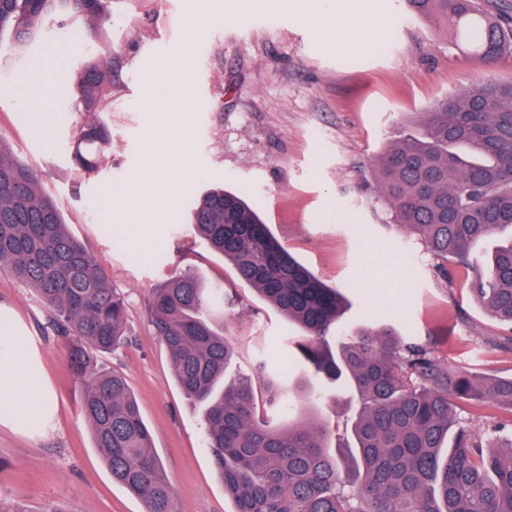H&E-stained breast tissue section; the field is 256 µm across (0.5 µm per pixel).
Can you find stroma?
Listing matches in <instances>:
<instances>
[{"instance_id": "stroma-1", "label": "stroma", "mask_w": 512, "mask_h": 512, "mask_svg": "<svg viewBox=\"0 0 512 512\" xmlns=\"http://www.w3.org/2000/svg\"><path fill=\"white\" fill-rule=\"evenodd\" d=\"M231 2L112 0L105 39L115 50L114 85L101 112L112 141L91 174L73 162L76 130L87 115L67 81L83 54L59 44L55 19L47 21L40 52L29 61H15L13 51L0 46V139L17 159L42 170L68 231L125 299L126 341L100 364L126 378L179 512H234L235 506L205 446L204 411L176 384L150 324L153 288L191 269L238 294L216 317L237 352L230 380L251 374L258 348L277 353L278 337L295 331L194 235L189 199L208 186L245 191L257 203L277 241L345 294L344 326L374 325L394 312L400 335L427 344L453 369L512 375V353L491 344L512 328L472 299V270L452 263L440 273L420 239L393 223L373 165L388 143L416 131L421 112L437 99L488 74L512 77V54L487 66L441 28L407 13L400 0H361L367 18L384 22V35L349 52L292 10L242 17ZM202 10L211 11L209 23L188 29L187 18ZM179 52L186 53L187 68L173 66ZM26 79L42 96L43 137L18 120ZM160 81L184 93L183 112L150 111L147 98ZM174 119L191 134L178 204L159 208L135 246L122 225L102 218L105 193L127 183L140 165L144 138ZM0 317L27 337L41 360L52 404L48 425L0 426V498L27 512H142L94 446L66 340L50 330L34 292L1 271ZM457 414L485 444L512 442V431L496 427L508 412L464 404Z\"/></svg>"}]
</instances>
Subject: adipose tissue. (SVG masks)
<instances>
[{
  "mask_svg": "<svg viewBox=\"0 0 512 512\" xmlns=\"http://www.w3.org/2000/svg\"><path fill=\"white\" fill-rule=\"evenodd\" d=\"M318 16L329 25L337 44L346 50L359 49L364 41L377 33L379 23L362 21L357 0L337 4L336 0H318ZM188 130L175 123L165 138L146 136L142 143L141 164L129 183L112 195V203L104 211L108 222L124 223L130 210L143 211L158 203L175 206L177 184L172 175L187 161ZM166 175L164 186H157L153 173ZM46 390L41 371L26 337L11 330L0 333V425L23 426L36 421L32 399H45Z\"/></svg>",
  "mask_w": 512,
  "mask_h": 512,
  "instance_id": "ef3b65f1",
  "label": "adipose tissue"
}]
</instances>
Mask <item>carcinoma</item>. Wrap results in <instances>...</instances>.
<instances>
[{"instance_id": "cac0c4a2", "label": "carcinoma", "mask_w": 512, "mask_h": 512, "mask_svg": "<svg viewBox=\"0 0 512 512\" xmlns=\"http://www.w3.org/2000/svg\"><path fill=\"white\" fill-rule=\"evenodd\" d=\"M111 0H0V39L22 52L44 23L66 17L60 41L82 48L112 25ZM438 21L488 65L512 49V18L492 0H404ZM71 90L89 115L112 99V49L85 59ZM110 145L105 123L78 129L75 161L98 168ZM393 222L417 236L443 262L471 264L477 244L495 245L470 291L512 328V77L487 76L422 113L419 130L388 144L375 158ZM190 224L299 330L285 347L302 358L304 376L285 387L274 358L254 359L264 381L224 382L234 347L213 320L224 286L195 271L153 290L154 333L184 395L205 407V440L235 504L234 512H512V443L484 451L479 435L456 417L460 404L512 413V376H477L448 367L427 346L378 327H339L343 295L319 281L273 237L244 193L221 187L192 203ZM0 269L31 288L53 332L69 344L81 382L80 408L112 479L137 496L144 512H177L170 479L126 379L100 367L127 330L124 299L100 264L66 229L42 171L15 159L0 140ZM356 393L360 410L346 441L331 446L313 422L273 426L264 404L301 405L323 398L321 380Z\"/></svg>"}]
</instances>
